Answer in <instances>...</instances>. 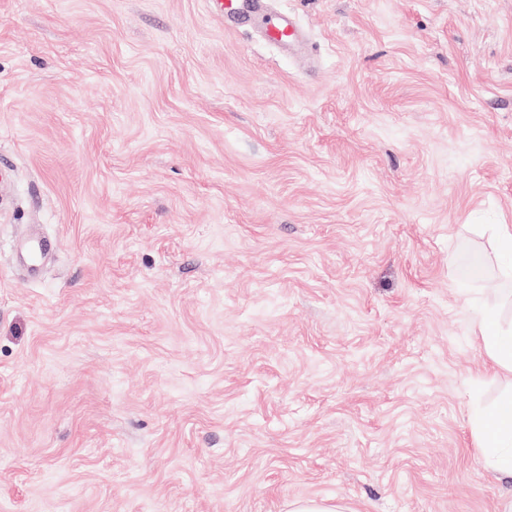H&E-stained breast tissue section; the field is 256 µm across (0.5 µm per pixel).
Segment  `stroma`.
<instances>
[{
  "label": "stroma",
  "mask_w": 512,
  "mask_h": 512,
  "mask_svg": "<svg viewBox=\"0 0 512 512\" xmlns=\"http://www.w3.org/2000/svg\"><path fill=\"white\" fill-rule=\"evenodd\" d=\"M272 4L0 0V512H512V0ZM209 12L224 18H244L260 27L262 33L280 47L292 50L302 47L305 38L292 15L275 16L263 10L262 0H204ZM246 1V2H245ZM490 230L495 250L505 265L500 270L504 279L512 280V226L511 224H495ZM510 261V263H509ZM509 300L504 295L485 307L476 328L495 376L510 381V391L493 406L494 417L487 411L474 410L470 423L481 448L479 464L492 473L512 477V321L500 316L501 306Z\"/></svg>",
  "instance_id": "stroma-1"
}]
</instances>
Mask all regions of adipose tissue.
Listing matches in <instances>:
<instances>
[{
  "mask_svg": "<svg viewBox=\"0 0 512 512\" xmlns=\"http://www.w3.org/2000/svg\"><path fill=\"white\" fill-rule=\"evenodd\" d=\"M500 308L497 302L485 307L476 328L496 377L512 382V321L501 318ZM470 423L481 448L480 465L512 477V390L495 404L493 411H473Z\"/></svg>",
  "mask_w": 512,
  "mask_h": 512,
  "instance_id": "1",
  "label": "adipose tissue"
}]
</instances>
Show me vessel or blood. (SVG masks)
I'll list each match as a JSON object with an SVG mask.
<instances>
[{"label": "vessel or blood", "instance_id": "b4317fda", "mask_svg": "<svg viewBox=\"0 0 512 512\" xmlns=\"http://www.w3.org/2000/svg\"><path fill=\"white\" fill-rule=\"evenodd\" d=\"M211 14L224 18H243L260 27L265 36L285 49H297L305 38L292 15L267 14L262 0H205Z\"/></svg>", "mask_w": 512, "mask_h": 512}]
</instances>
